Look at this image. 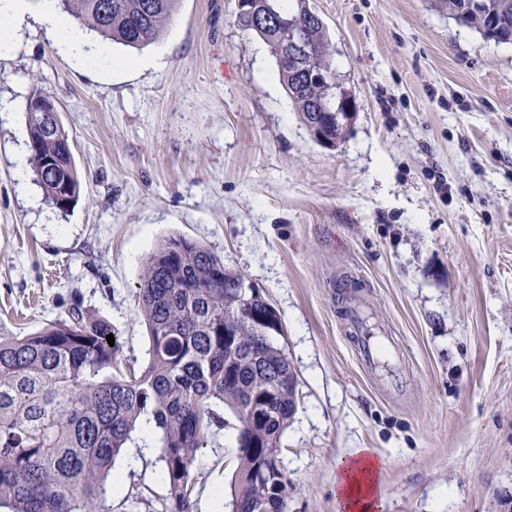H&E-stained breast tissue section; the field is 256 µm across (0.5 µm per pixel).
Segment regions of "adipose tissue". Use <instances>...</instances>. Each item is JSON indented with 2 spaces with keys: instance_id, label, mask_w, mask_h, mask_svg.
<instances>
[{
  "instance_id": "ef3b65f1",
  "label": "adipose tissue",
  "mask_w": 512,
  "mask_h": 512,
  "mask_svg": "<svg viewBox=\"0 0 512 512\" xmlns=\"http://www.w3.org/2000/svg\"><path fill=\"white\" fill-rule=\"evenodd\" d=\"M378 466L366 448L337 461L334 486L341 512H382L384 500L377 487Z\"/></svg>"
}]
</instances>
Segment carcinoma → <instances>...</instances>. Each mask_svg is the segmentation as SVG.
Returning <instances> with one entry per match:
<instances>
[{"instance_id": "1", "label": "carcinoma", "mask_w": 512, "mask_h": 512, "mask_svg": "<svg viewBox=\"0 0 512 512\" xmlns=\"http://www.w3.org/2000/svg\"><path fill=\"white\" fill-rule=\"evenodd\" d=\"M177 0H54L56 10L104 40L140 49L153 43ZM456 21L499 43H512V0H443ZM261 0L236 14L273 55L280 28ZM308 49L304 71L336 74L324 23L300 17ZM282 83L299 114L332 105L318 85ZM31 161L46 200L65 186L79 197L82 179L64 128L50 136L29 116ZM241 273L208 247L183 236L162 239L146 258L135 301L150 342L135 369L111 324L79 306L36 332L0 333V509L5 512H110L115 461L134 442L141 420L158 435L168 512H195L202 449L239 423L230 512H288L281 437L297 406V379L285 345L265 330L258 299H241Z\"/></svg>"}]
</instances>
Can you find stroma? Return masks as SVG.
Wrapping results in <instances>:
<instances>
[{"mask_svg": "<svg viewBox=\"0 0 512 512\" xmlns=\"http://www.w3.org/2000/svg\"><path fill=\"white\" fill-rule=\"evenodd\" d=\"M0 0V331L81 306L148 359L133 293L158 242L209 247L280 311L298 375L281 438L288 512H339L340 458L370 449L384 512H505L512 502V43L440 0H309L358 109L319 145L237 0H178L136 50L25 0ZM84 58L65 52L61 32ZM53 96L82 175L43 199L27 105ZM391 350L374 367L345 311ZM399 374L402 386L387 384ZM237 420L203 451L197 512H217ZM156 435L116 463L112 512H165Z\"/></svg>", "mask_w": 512, "mask_h": 512, "instance_id": "obj_1", "label": "stroma"}]
</instances>
